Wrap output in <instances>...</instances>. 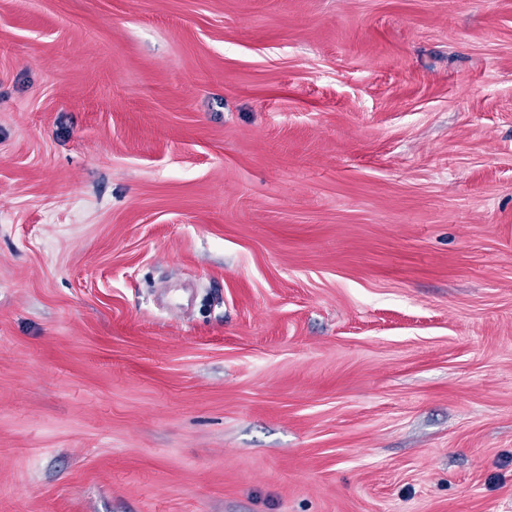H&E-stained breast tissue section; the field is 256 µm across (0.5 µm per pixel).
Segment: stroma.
Instances as JSON below:
<instances>
[{"label":"stroma","instance_id":"stroma-1","mask_svg":"<svg viewBox=\"0 0 512 512\" xmlns=\"http://www.w3.org/2000/svg\"><path fill=\"white\" fill-rule=\"evenodd\" d=\"M0 512H512V0H0Z\"/></svg>","mask_w":512,"mask_h":512}]
</instances>
